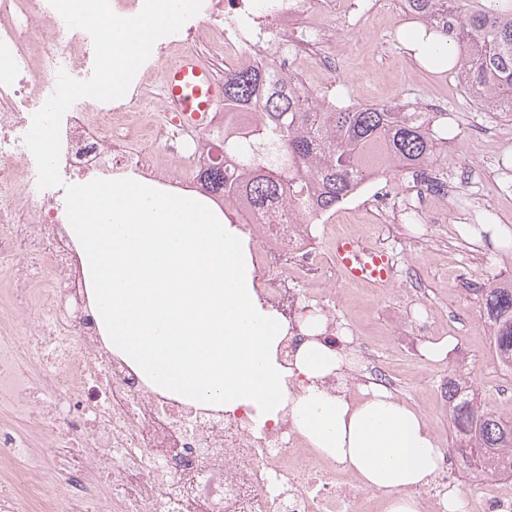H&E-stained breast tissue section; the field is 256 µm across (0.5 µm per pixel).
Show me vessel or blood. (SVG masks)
I'll use <instances>...</instances> for the list:
<instances>
[{
    "label": "vessel or blood",
    "mask_w": 512,
    "mask_h": 512,
    "mask_svg": "<svg viewBox=\"0 0 512 512\" xmlns=\"http://www.w3.org/2000/svg\"><path fill=\"white\" fill-rule=\"evenodd\" d=\"M164 90L171 110L198 128L205 127L209 112L224 98V89L214 82L210 66L192 49L186 50L167 71ZM334 259L351 283L383 288L393 280L387 255L362 239H337Z\"/></svg>",
    "instance_id": "obj_1"
}]
</instances>
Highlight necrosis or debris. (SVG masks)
Instances as JSON below:
<instances>
[{"label":"necrosis or debris","instance_id":"necrosis-or-debris-1","mask_svg":"<svg viewBox=\"0 0 512 512\" xmlns=\"http://www.w3.org/2000/svg\"><path fill=\"white\" fill-rule=\"evenodd\" d=\"M340 0H203L198 15L156 42L126 95L76 101L60 123L64 184L135 178L168 194L204 198L229 221L244 211L206 182L236 176L225 132L258 118L257 106L218 111L198 131L167 110L164 74L185 45L204 48L212 74L253 66L277 48L276 73L315 65L333 77L336 38L312 15L334 19ZM92 40L70 29L48 0H0V512H48L40 477L54 468L69 512H377L368 491L310 448L288 415L254 431L246 414L199 407L152 387L105 343L91 306L80 249L66 226L62 187L39 188L23 142L58 72L87 79ZM246 211V210H245ZM249 213V212H248ZM243 232L254 290L285 320V336L309 335L294 316L299 286L320 280L324 258L311 218L281 203L249 213Z\"/></svg>","mask_w":512,"mask_h":512}]
</instances>
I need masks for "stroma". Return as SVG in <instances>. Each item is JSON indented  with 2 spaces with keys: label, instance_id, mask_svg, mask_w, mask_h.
Listing matches in <instances>:
<instances>
[{
  "label": "stroma",
  "instance_id": "stroma-1",
  "mask_svg": "<svg viewBox=\"0 0 512 512\" xmlns=\"http://www.w3.org/2000/svg\"><path fill=\"white\" fill-rule=\"evenodd\" d=\"M347 12L336 32L341 54L331 79L307 69L318 96L344 104H388L414 111L422 103L439 101L447 112L451 136L448 152L436 172L456 181L457 191L444 204L446 221L430 224L410 221L416 203L410 174L399 178L380 175L372 180L375 199L358 215L337 213L333 235L321 236L318 247L330 253L335 235L367 236L398 260L400 276L386 297L377 298L362 286L349 283L338 266H330L320 280L336 293L337 337L347 356L351 335L375 345L391 370L398 388L394 395L417 411L429 425L439 447L452 445L446 397L449 368L466 373L478 389L484 408L512 425V401L500 398L499 387L512 384V374L499 364L483 318V303L473 281L512 277V245L488 248L473 242V225L491 219L512 225V118L478 109L464 94L453 73L432 74L417 66L401 49L399 33L409 20L398 0H347ZM479 142H471L474 132ZM427 237L423 251L411 242ZM418 290L427 306L408 305L409 290ZM468 311L466 326H452V311ZM429 319L432 337L419 335L416 324ZM452 338L445 358H424L429 340Z\"/></svg>",
  "mask_w": 512,
  "mask_h": 512
}]
</instances>
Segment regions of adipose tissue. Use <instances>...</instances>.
Masks as SVG:
<instances>
[{
    "mask_svg": "<svg viewBox=\"0 0 512 512\" xmlns=\"http://www.w3.org/2000/svg\"><path fill=\"white\" fill-rule=\"evenodd\" d=\"M400 42L425 68L451 69V42L406 25ZM69 231L111 348L159 389L184 401L246 409L254 429L288 409L322 456L390 495L387 512H420L409 488L436 473L441 452L427 422L382 385L358 401L331 395L325 377L348 358L315 335L283 367L281 319L253 291L250 252L237 228L195 198L166 199L135 180L74 184ZM301 378L298 391L289 381Z\"/></svg>",
    "mask_w": 512,
    "mask_h": 512,
    "instance_id": "ef3b65f1",
    "label": "adipose tissue"
}]
</instances>
